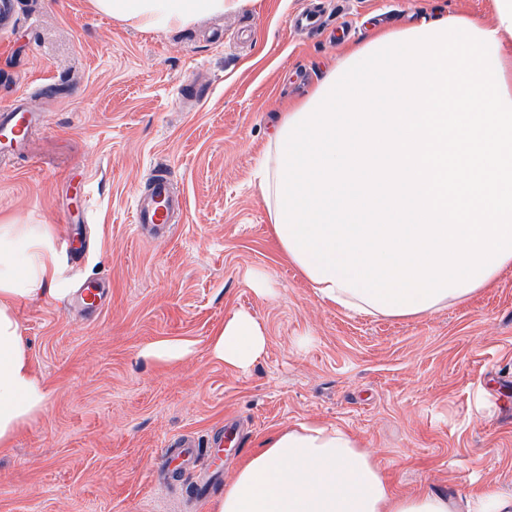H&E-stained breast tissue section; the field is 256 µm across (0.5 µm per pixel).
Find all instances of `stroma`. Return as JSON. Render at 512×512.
<instances>
[{"label":"stroma","instance_id":"1","mask_svg":"<svg viewBox=\"0 0 512 512\" xmlns=\"http://www.w3.org/2000/svg\"><path fill=\"white\" fill-rule=\"evenodd\" d=\"M320 0H247L166 32L92 12L88 0H13L0 34V106L19 99L45 128L31 157L0 166V224H45L73 298L19 303L15 316L45 383L46 410L0 451V512H208L197 470L157 479L170 438L211 443L227 418L238 443L215 462L232 480L269 433L315 420L369 448L394 492L463 499L512 493V272L471 302L396 321L328 305L284 263L253 173L287 104L338 65L369 27L454 11L492 22L494 0H321L324 26L296 15ZM171 171L183 203L169 234L138 228L135 196ZM264 326L249 369L209 338L233 312ZM186 358L143 357L159 340Z\"/></svg>","mask_w":512,"mask_h":512}]
</instances>
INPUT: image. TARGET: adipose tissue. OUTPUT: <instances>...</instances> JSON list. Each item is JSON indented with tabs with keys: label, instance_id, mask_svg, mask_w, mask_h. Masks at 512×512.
Returning a JSON list of instances; mask_svg holds the SVG:
<instances>
[{
	"label": "adipose tissue",
	"instance_id": "1",
	"mask_svg": "<svg viewBox=\"0 0 512 512\" xmlns=\"http://www.w3.org/2000/svg\"><path fill=\"white\" fill-rule=\"evenodd\" d=\"M244 2L90 0L155 32ZM257 177L278 250L332 306L406 320L494 285L512 270V0L490 24L447 13L371 31L284 113ZM59 272L47 228L0 225L1 448L47 402L14 308ZM266 343L238 311L209 347L243 370ZM209 512H512V495L395 494L354 434L303 422L265 438Z\"/></svg>",
	"mask_w": 512,
	"mask_h": 512
}]
</instances>
